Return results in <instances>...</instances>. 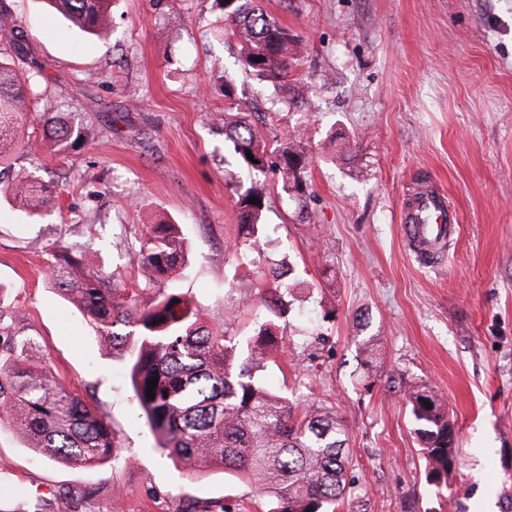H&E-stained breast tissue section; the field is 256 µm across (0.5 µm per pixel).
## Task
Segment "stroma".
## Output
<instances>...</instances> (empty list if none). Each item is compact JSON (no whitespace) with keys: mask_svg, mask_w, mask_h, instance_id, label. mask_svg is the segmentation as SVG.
Listing matches in <instances>:
<instances>
[{"mask_svg":"<svg viewBox=\"0 0 512 512\" xmlns=\"http://www.w3.org/2000/svg\"><path fill=\"white\" fill-rule=\"evenodd\" d=\"M17 21L19 67L42 75L33 112H61L94 139L51 155L38 124L15 167L59 197L27 216L0 196V304L34 336L46 367L112 429L97 468L47 463L0 413V489L24 512H269L254 484L161 456L126 351L102 350L82 313L48 283L56 243L88 251L131 287L147 225L178 224L184 285L208 323L246 343L267 317L282 258L302 313L277 318L266 387L345 420L353 491L336 512H512V0H262L299 36L287 87L242 63L212 0H113L91 36L43 0H0ZM266 116L267 143L308 153L304 197L267 176L261 254H239L237 190L252 172L215 113ZM459 213L444 256L410 250L401 216L418 183ZM372 341L374 385L356 373ZM442 392L457 465L425 481L404 394ZM95 497H86L88 487Z\"/></svg>","mask_w":512,"mask_h":512,"instance_id":"stroma-1","label":"stroma"}]
</instances>
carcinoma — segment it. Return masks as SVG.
Here are the masks:
<instances>
[{"instance_id": "cac0c4a2", "label": "carcinoma", "mask_w": 512, "mask_h": 512, "mask_svg": "<svg viewBox=\"0 0 512 512\" xmlns=\"http://www.w3.org/2000/svg\"><path fill=\"white\" fill-rule=\"evenodd\" d=\"M52 7L83 30L98 34L107 26L111 0H49ZM227 21L229 34L245 51L244 64L278 86L288 75L289 60L300 52L295 34L257 7V0H213ZM21 30L0 6V42L19 52ZM33 76L0 62V166L10 162L18 131L28 121ZM39 122L50 149L64 154L91 131L45 112ZM224 138L247 167L262 176L277 173L286 193L305 191L309 162L292 142L273 151L260 141L250 112L224 121ZM254 156L249 161L246 153ZM25 202L27 214L56 198V187L24 169L12 171L0 191ZM239 238L233 250L257 251L265 182L256 180L236 192ZM260 200L249 203V198ZM138 276L133 288L115 286V275L96 270L86 256L59 246L52 254L51 286L95 326L105 348L130 346L131 382L136 400L162 455L198 468H219L261 488L275 512H336L348 494L350 458L343 419L327 409L300 411L288 398L265 388L261 371L271 352L275 323L267 320L245 357L224 332L206 325L175 274L183 243L168 224H157L139 241ZM288 287L270 292L268 308L282 314ZM129 331L121 334L116 325ZM156 377L154 398L148 380ZM414 434L425 461V479L441 486L448 461L456 460L454 424L444 396L429 386L406 394ZM430 407H425V403ZM9 409L17 429L44 459L95 467L112 459V429L42 364L32 336L15 326L13 313L0 305V408Z\"/></svg>"}]
</instances>
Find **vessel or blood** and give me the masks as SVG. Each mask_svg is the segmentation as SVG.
<instances>
[{
  "label": "vessel or blood",
  "instance_id": "obj_1",
  "mask_svg": "<svg viewBox=\"0 0 512 512\" xmlns=\"http://www.w3.org/2000/svg\"><path fill=\"white\" fill-rule=\"evenodd\" d=\"M456 223V213L442 191L426 188L415 192L406 201L403 236L419 254L440 258L454 234Z\"/></svg>",
  "mask_w": 512,
  "mask_h": 512
}]
</instances>
